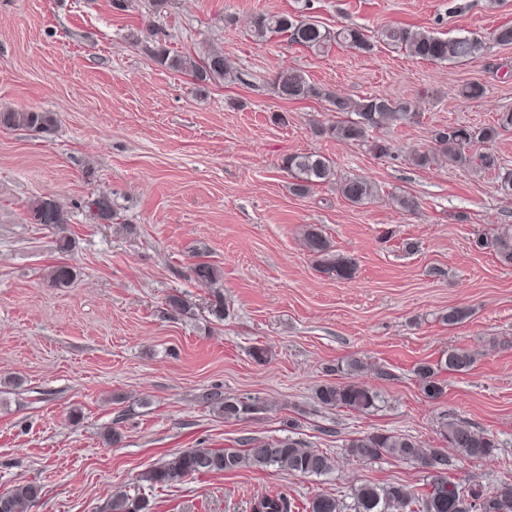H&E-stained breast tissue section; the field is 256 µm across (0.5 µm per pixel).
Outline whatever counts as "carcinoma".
I'll list each match as a JSON object with an SVG mask.
<instances>
[{
	"mask_svg": "<svg viewBox=\"0 0 512 512\" xmlns=\"http://www.w3.org/2000/svg\"><path fill=\"white\" fill-rule=\"evenodd\" d=\"M253 28L258 37L268 33L283 34L289 43L318 52L334 44L365 53L373 49L367 35L358 28L347 27L333 31L296 14L262 13L254 18ZM380 39L389 45L404 48L414 58L440 63L474 57L484 49V43L474 37L441 38L426 30L406 27L385 28L380 31ZM152 56L161 65L190 71L200 82L222 80L232 73L224 59V52L220 50H209L201 60L196 61L190 57L170 55L166 44L157 41ZM274 88L278 96L285 100L327 101L341 119L319 126L317 133L350 144L367 143L375 130L401 124L416 115L414 103L406 98L368 96L354 99L342 96L311 82L299 71L279 74ZM20 127L51 133L56 127V118L51 112L0 111V128ZM510 128L512 112L500 113L497 124L490 127L456 125L444 128L435 135V151L417 152L413 162L419 167H426L435 162L436 155H445L448 161L459 167L475 166L493 172L501 189L512 194V169L503 167L493 153H469L474 143L489 141L496 137L498 130ZM372 150L385 155L388 146L375 140L372 142ZM282 166L293 178L292 191L298 196H305L314 187L333 180L341 196L353 205L364 204L376 193L375 185L364 177L337 178L333 163L319 154H291L284 158ZM87 207L98 221H112V202L108 196L99 195L87 201ZM28 212L34 224H65L68 221L67 212L51 198L32 201ZM304 239L320 272L341 279L352 277V262L333 252L330 241L320 228L308 226L304 231ZM477 246L492 250L500 261L512 264V226L503 228L490 239H478ZM191 271L194 278L202 283L214 285L221 278L220 270L210 263L199 262ZM47 279L56 288H68L74 280L73 269L68 265L53 266ZM473 364L472 355L460 348L449 350L444 359V367L455 372L467 371ZM416 375L428 397L437 398L442 394L443 387L438 379L437 368L421 364L416 368ZM315 399L325 409L346 408L364 412L375 406L377 394L356 383H326L315 390ZM210 400L218 414L226 420L239 419L261 406L256 397L243 400L224 396L220 392L211 393ZM440 433L448 445L465 458L483 459L492 455L498 447V442L488 432L454 421L443 422ZM345 448L351 456L363 461L391 456L416 464L433 460L440 466L446 462L442 449L425 448L410 435L385 431L352 438ZM267 468L287 474L320 476L332 470L333 462L326 452L292 437L248 438L242 449L202 447L184 450L144 472L141 481L152 487H169L183 482L187 477ZM40 495L41 487L35 483L17 484L0 497V512H27L31 503ZM507 502H512V483L504 482L488 493L477 489L467 490L440 472L426 475L424 490L401 483L382 486L363 484L354 490L355 512H501ZM144 510V499L127 493L112 496L105 506V512ZM305 510L343 512L339 501L330 494L314 495L307 502ZM254 512H291V502L282 494L265 495L255 503Z\"/></svg>",
	"mask_w": 512,
	"mask_h": 512,
	"instance_id": "carcinoma-1",
	"label": "carcinoma"
}]
</instances>
